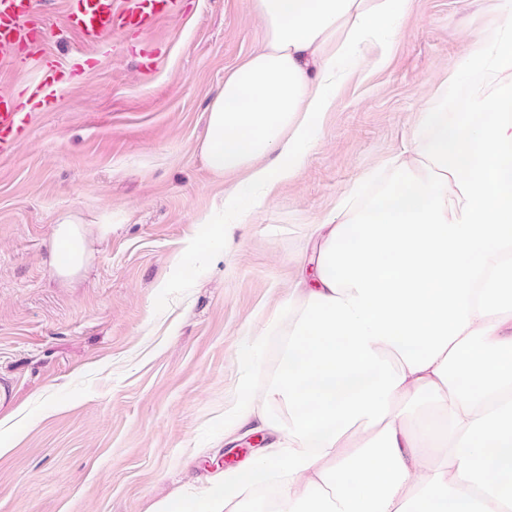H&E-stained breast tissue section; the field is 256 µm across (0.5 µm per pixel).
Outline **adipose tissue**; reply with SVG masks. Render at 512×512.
Instances as JSON below:
<instances>
[{"instance_id": "adipose-tissue-1", "label": "adipose tissue", "mask_w": 512, "mask_h": 512, "mask_svg": "<svg viewBox=\"0 0 512 512\" xmlns=\"http://www.w3.org/2000/svg\"><path fill=\"white\" fill-rule=\"evenodd\" d=\"M412 0H250L261 46L224 76L200 145L262 207L297 179L345 63L383 64ZM462 73L498 83L452 112L429 98L389 178L360 177L320 224L311 276L253 344L279 345L263 395L225 417L280 433L225 471L192 512H512V0ZM52 265L87 259L81 218L57 219Z\"/></svg>"}]
</instances>
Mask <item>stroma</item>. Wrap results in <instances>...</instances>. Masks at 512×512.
I'll return each mask as SVG.
<instances>
[{
	"instance_id": "stroma-1",
	"label": "stroma",
	"mask_w": 512,
	"mask_h": 512,
	"mask_svg": "<svg viewBox=\"0 0 512 512\" xmlns=\"http://www.w3.org/2000/svg\"><path fill=\"white\" fill-rule=\"evenodd\" d=\"M497 0H413L383 65L357 62L299 178L235 224H206L224 193L200 151L224 74L256 49L249 0H184L148 35H111L28 139L0 159V512H153L252 459L272 432H225L252 335L316 242L315 224L364 173L383 171L423 99L462 111L492 79L457 83ZM61 67L81 46L66 0H45ZM78 214L88 259L55 275L59 214ZM110 225L100 233V225Z\"/></svg>"
}]
</instances>
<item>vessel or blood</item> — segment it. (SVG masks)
<instances>
[{"label":"vessel or blood","instance_id":"1","mask_svg":"<svg viewBox=\"0 0 512 512\" xmlns=\"http://www.w3.org/2000/svg\"><path fill=\"white\" fill-rule=\"evenodd\" d=\"M40 0H0V68L16 67L44 53L46 27L33 17ZM182 0H71L73 23L84 49L106 51L110 35L119 30L148 31L162 18L179 11ZM32 113L10 93H0V158L11 155L26 139Z\"/></svg>","mask_w":512,"mask_h":512}]
</instances>
